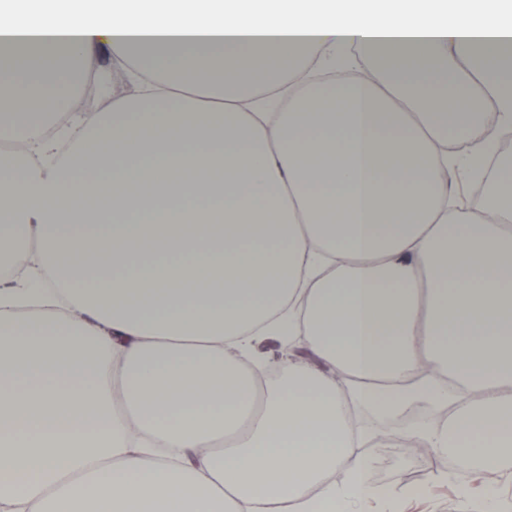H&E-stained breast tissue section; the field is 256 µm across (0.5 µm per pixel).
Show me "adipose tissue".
I'll return each instance as SVG.
<instances>
[{
    "label": "adipose tissue",
    "instance_id": "ef3b65f1",
    "mask_svg": "<svg viewBox=\"0 0 512 512\" xmlns=\"http://www.w3.org/2000/svg\"><path fill=\"white\" fill-rule=\"evenodd\" d=\"M13 0L0 140L107 53L129 93L0 158V512H351L359 414L512 479V0ZM264 336L313 354L269 383ZM91 419L90 431L78 421Z\"/></svg>",
    "mask_w": 512,
    "mask_h": 512
}]
</instances>
